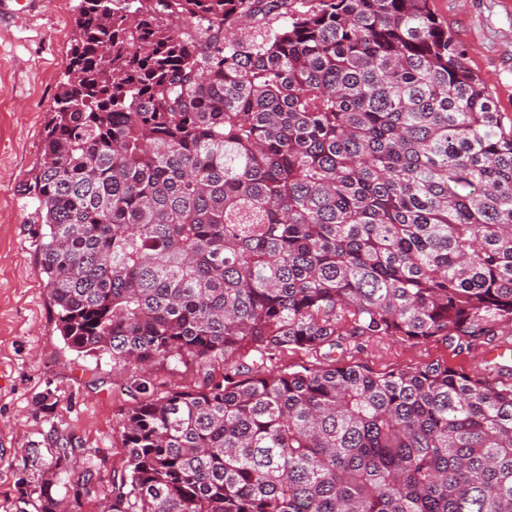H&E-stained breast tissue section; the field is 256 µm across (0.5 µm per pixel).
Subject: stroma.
Here are the masks:
<instances>
[{"label":"stroma","instance_id":"stroma-1","mask_svg":"<svg viewBox=\"0 0 512 512\" xmlns=\"http://www.w3.org/2000/svg\"><path fill=\"white\" fill-rule=\"evenodd\" d=\"M80 0H39L32 15L0 16V512L19 499L37 502L46 479L72 503L70 479L98 472L79 512H96L124 463L119 422L132 400L128 376L109 358L70 349L37 272L41 226L29 184L43 159L45 124L64 77ZM439 22L468 52L471 70L487 85L512 129V0H433ZM340 362L376 370L445 363L491 382L512 380V327L491 345L458 352L440 341L355 338L336 350ZM160 390L202 385L192 361L157 363ZM75 448L56 460L55 439Z\"/></svg>","mask_w":512,"mask_h":512}]
</instances>
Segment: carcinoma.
Listing matches in <instances>:
<instances>
[{"label":"carcinoma","mask_w":512,"mask_h":512,"mask_svg":"<svg viewBox=\"0 0 512 512\" xmlns=\"http://www.w3.org/2000/svg\"><path fill=\"white\" fill-rule=\"evenodd\" d=\"M50 112L38 272L132 370L103 512H512V383L333 356L512 326V132L430 0H82ZM153 375L161 391L188 390L202 385L204 370L189 359L179 364L164 361L153 367Z\"/></svg>","instance_id":"1"}]
</instances>
